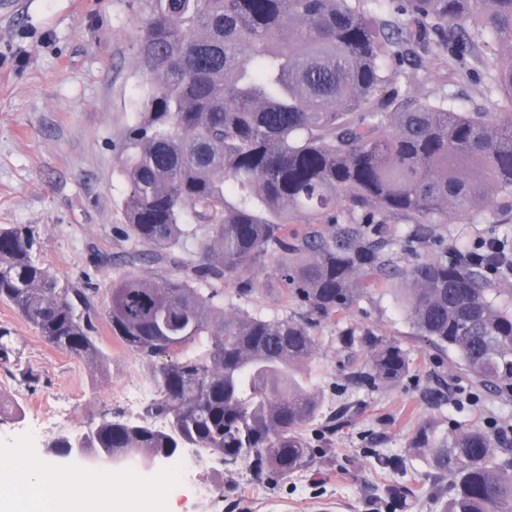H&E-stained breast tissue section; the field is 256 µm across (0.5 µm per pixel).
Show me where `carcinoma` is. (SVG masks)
<instances>
[{
	"mask_svg": "<svg viewBox=\"0 0 512 512\" xmlns=\"http://www.w3.org/2000/svg\"><path fill=\"white\" fill-rule=\"evenodd\" d=\"M137 54L150 83L121 173L135 247L105 289L62 280L31 224L0 225V300L50 346L89 364L103 355L96 322L152 368L143 420L105 418L84 436L101 456L162 460L199 448L283 478L308 468L304 428L322 408L301 371L319 345L311 320L224 306V283L270 261L307 311L348 310L381 280L417 333L454 351L477 382L512 381V237L487 235L407 265L448 214L512 209V0H147ZM439 51L451 72L470 58L501 112H462L446 96L399 86L404 62ZM339 211L344 223L324 229ZM406 224L390 233L386 219ZM302 224L298 230L294 224ZM169 267L160 280L136 266ZM368 348L360 384L394 383L407 357ZM11 337L0 366L26 380ZM153 420H163L157 429ZM509 430L422 424L408 450L447 485L442 512H512Z\"/></svg>",
	"mask_w": 512,
	"mask_h": 512,
	"instance_id": "obj_1",
	"label": "carcinoma"
}]
</instances>
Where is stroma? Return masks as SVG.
Wrapping results in <instances>:
<instances>
[{"instance_id":"1","label":"stroma","mask_w":512,"mask_h":512,"mask_svg":"<svg viewBox=\"0 0 512 512\" xmlns=\"http://www.w3.org/2000/svg\"><path fill=\"white\" fill-rule=\"evenodd\" d=\"M146 15V0H0V224L37 226L43 259L60 278L97 289L99 304L108 282L124 272L121 257L132 246L120 160L149 82L135 47ZM401 83L448 95L464 112L499 109L481 71L447 78L434 56L423 68L404 66ZM494 222L512 234L510 212H479L466 224L437 225L436 232L455 243L482 236ZM99 251L111 255V265L94 267ZM242 281L252 285L244 298L237 293ZM224 301L270 318L307 314L269 268L241 270L225 284ZM349 324L406 351L401 382L371 389L353 380L367 350L340 346L337 336ZM0 328L10 332L34 376L24 382L0 370V469L48 465L67 477L108 481L116 501L130 497L131 486L152 485L155 493L140 500L145 512H387L392 490L401 494L396 512H441L435 470L406 452L418 426L429 420L512 426V392L479 385L453 351L415 332L392 285L377 283L348 311L315 326L319 346L308 373L324 406L305 429L315 451L308 470L287 478L260 475L181 448L177 458L196 456L200 464L177 481H167L162 469L112 473L55 456L48 446L105 417L140 419L146 402L136 393L151 385L150 366L113 340L103 321L99 370L46 344L4 301ZM342 407L350 410L349 424L324 438L323 426ZM381 454L398 458L399 467L381 468Z\"/></svg>"}]
</instances>
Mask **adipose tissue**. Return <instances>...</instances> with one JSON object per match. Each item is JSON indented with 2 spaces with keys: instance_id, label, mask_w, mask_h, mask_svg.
Here are the masks:
<instances>
[{
  "instance_id": "obj_1",
  "label": "adipose tissue",
  "mask_w": 512,
  "mask_h": 512,
  "mask_svg": "<svg viewBox=\"0 0 512 512\" xmlns=\"http://www.w3.org/2000/svg\"><path fill=\"white\" fill-rule=\"evenodd\" d=\"M0 512H112V498L46 465L29 470L25 483L0 486Z\"/></svg>"
}]
</instances>
